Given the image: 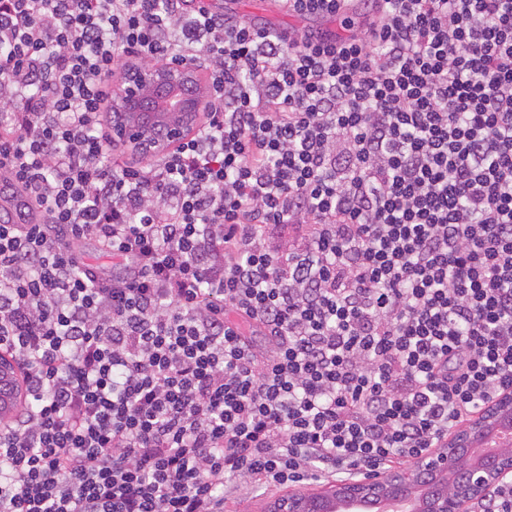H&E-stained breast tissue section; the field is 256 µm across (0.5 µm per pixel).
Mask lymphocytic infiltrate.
Masks as SVG:
<instances>
[{"instance_id": "f902f5d3", "label": "lymphocytic infiltrate", "mask_w": 512, "mask_h": 512, "mask_svg": "<svg viewBox=\"0 0 512 512\" xmlns=\"http://www.w3.org/2000/svg\"><path fill=\"white\" fill-rule=\"evenodd\" d=\"M277 2L309 28L0 0V181L37 211L0 221V512H224L417 461L512 388V0ZM173 59L203 121L125 157L111 78ZM293 489L277 490L273 488L260 489L258 492L254 491L248 497H242L240 494L233 492L228 493L226 499L224 498V512H267L266 505L273 499L282 495L288 494ZM306 493L295 492L290 493L276 499L269 511L272 512H304V502L308 501Z\"/></svg>"}]
</instances>
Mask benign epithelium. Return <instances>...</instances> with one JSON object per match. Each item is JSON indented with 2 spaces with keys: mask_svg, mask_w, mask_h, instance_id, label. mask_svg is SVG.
<instances>
[{
  "mask_svg": "<svg viewBox=\"0 0 512 512\" xmlns=\"http://www.w3.org/2000/svg\"><path fill=\"white\" fill-rule=\"evenodd\" d=\"M208 101L209 95L201 88L196 72L186 64L130 67L112 86V142L145 155L165 152L193 128ZM508 402V397L501 398L497 408L488 412L473 429L460 432L448 441V447L439 448L406 467L399 481L364 478L345 482L336 486V495L350 504L360 505L371 499L380 502L412 496L419 485L447 474L453 464L467 455L468 444L475 436L486 437L485 426H490L492 431L499 427L512 429ZM491 454L496 458L495 467L470 468L466 487L429 498L423 512H467L469 503L482 496L488 487L509 482L512 448H493ZM305 501L306 494L290 493L276 499L270 512H305Z\"/></svg>",
  "mask_w": 512,
  "mask_h": 512,
  "instance_id": "obj_1",
  "label": "benign epithelium"
}]
</instances>
